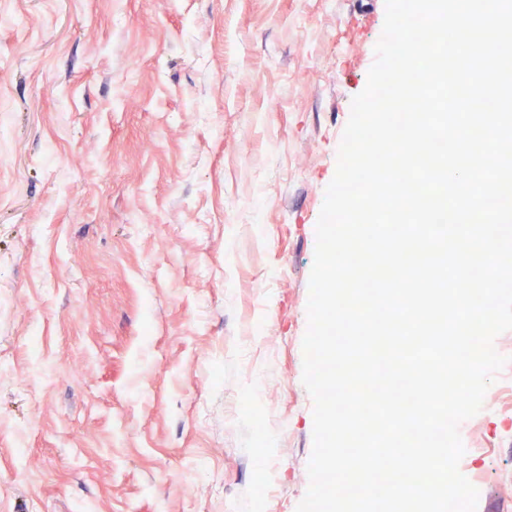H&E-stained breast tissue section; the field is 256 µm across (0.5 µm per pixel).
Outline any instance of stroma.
<instances>
[{"label":"stroma","mask_w":512,"mask_h":512,"mask_svg":"<svg viewBox=\"0 0 512 512\" xmlns=\"http://www.w3.org/2000/svg\"><path fill=\"white\" fill-rule=\"evenodd\" d=\"M385 0H0V512H296L316 226ZM459 468L512 512V412Z\"/></svg>","instance_id":"35a3bbf8"}]
</instances>
